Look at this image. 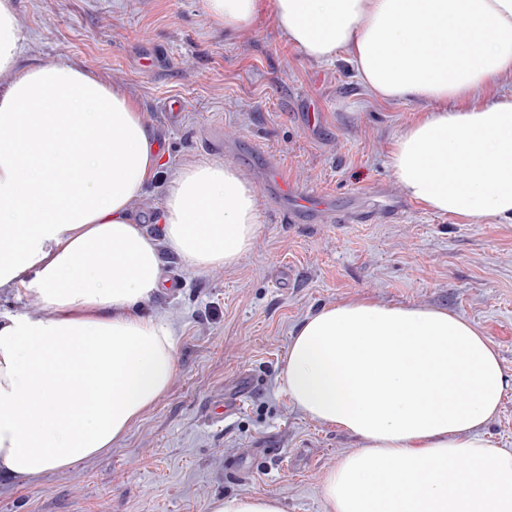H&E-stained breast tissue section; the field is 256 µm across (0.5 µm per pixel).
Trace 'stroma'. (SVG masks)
<instances>
[{"label": "stroma", "mask_w": 512, "mask_h": 512, "mask_svg": "<svg viewBox=\"0 0 512 512\" xmlns=\"http://www.w3.org/2000/svg\"><path fill=\"white\" fill-rule=\"evenodd\" d=\"M23 64L57 58L121 86L172 167L226 160L255 187L284 171L357 224H290L259 196L263 222L229 268L198 274L171 252L174 285L151 304L177 332L166 394L107 454L29 484L0 477V512H207L261 494L284 512H325L323 474L357 439L305 417L281 388L294 328L351 300L443 309L471 322L512 376V224H467L405 198L393 139L426 102L370 97L351 65L307 60L268 15L228 38L196 0H14ZM184 101L170 120L165 104ZM223 136L229 154L208 150ZM247 375L238 410L217 416Z\"/></svg>", "instance_id": "35a3bbf8"}]
</instances>
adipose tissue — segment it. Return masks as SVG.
Instances as JSON below:
<instances>
[{"instance_id":"ef3b65f1","label":"adipose tissue","mask_w":512,"mask_h":512,"mask_svg":"<svg viewBox=\"0 0 512 512\" xmlns=\"http://www.w3.org/2000/svg\"><path fill=\"white\" fill-rule=\"evenodd\" d=\"M225 34L268 14L292 47L345 57L384 103L428 102L394 140L401 192L469 224H512V0H197ZM26 35L0 0V474L26 483L99 457L168 390L176 332L150 305L161 248L205 273L237 263L262 214L228 161L168 170L121 87L59 59L20 68ZM145 231L133 209L156 178ZM308 418L361 448L322 478L327 512H512V452L482 428L512 386L472 324L445 310L342 302L310 313L281 373ZM468 464L465 485L448 462ZM37 301L33 297H18L12 293H1L0 312H37Z\"/></svg>"}]
</instances>
